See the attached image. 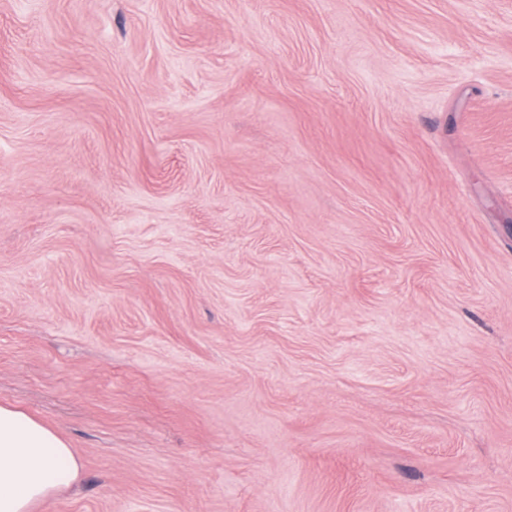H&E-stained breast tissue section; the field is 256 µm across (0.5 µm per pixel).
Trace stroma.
Here are the masks:
<instances>
[{"label": "stroma", "instance_id": "35a3bbf8", "mask_svg": "<svg viewBox=\"0 0 512 512\" xmlns=\"http://www.w3.org/2000/svg\"><path fill=\"white\" fill-rule=\"evenodd\" d=\"M0 404L38 512H512V0H0ZM67 441L25 411L0 405V512H33L79 479Z\"/></svg>", "mask_w": 512, "mask_h": 512}]
</instances>
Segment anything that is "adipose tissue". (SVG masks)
<instances>
[{
    "instance_id": "obj_1",
    "label": "adipose tissue",
    "mask_w": 512,
    "mask_h": 512,
    "mask_svg": "<svg viewBox=\"0 0 512 512\" xmlns=\"http://www.w3.org/2000/svg\"><path fill=\"white\" fill-rule=\"evenodd\" d=\"M80 471L67 441L20 408L0 405V512H35Z\"/></svg>"
}]
</instances>
